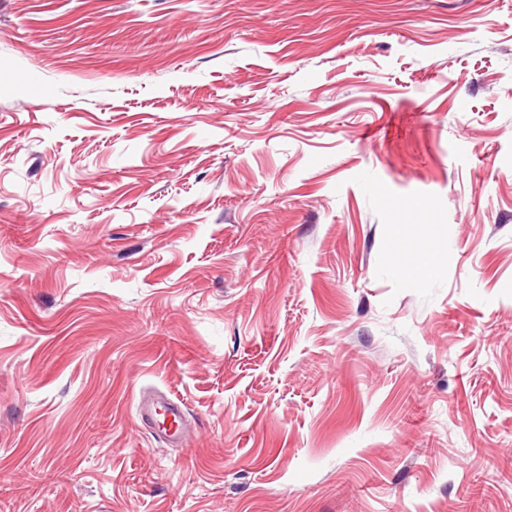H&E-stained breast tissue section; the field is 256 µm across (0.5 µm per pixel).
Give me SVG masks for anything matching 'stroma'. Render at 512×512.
<instances>
[{
    "instance_id": "stroma-1",
    "label": "stroma",
    "mask_w": 512,
    "mask_h": 512,
    "mask_svg": "<svg viewBox=\"0 0 512 512\" xmlns=\"http://www.w3.org/2000/svg\"><path fill=\"white\" fill-rule=\"evenodd\" d=\"M0 512H512V0H0Z\"/></svg>"
}]
</instances>
